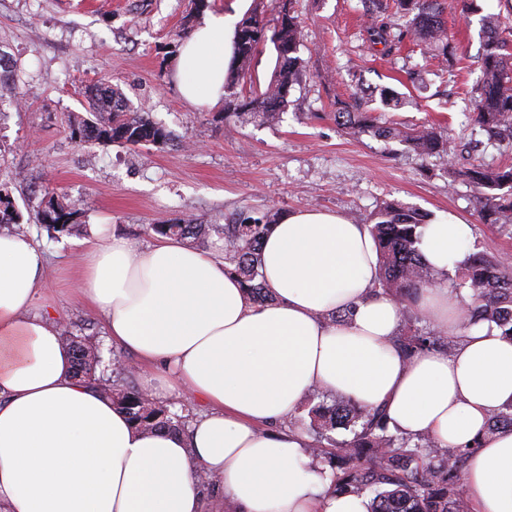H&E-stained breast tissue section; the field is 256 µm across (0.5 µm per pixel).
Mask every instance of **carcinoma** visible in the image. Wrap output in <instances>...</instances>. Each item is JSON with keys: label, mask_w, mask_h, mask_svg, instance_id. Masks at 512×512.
Listing matches in <instances>:
<instances>
[{"label": "carcinoma", "mask_w": 512, "mask_h": 512, "mask_svg": "<svg viewBox=\"0 0 512 512\" xmlns=\"http://www.w3.org/2000/svg\"><path fill=\"white\" fill-rule=\"evenodd\" d=\"M396 13L407 19L408 31L417 39L448 56L451 42L444 32L438 0H395ZM483 34L482 68L476 95L471 98L474 122L490 140L512 148V78L507 72L512 55L500 38L490 15L480 19ZM391 24L373 22L368 28L370 42L392 50ZM266 37L263 16L254 11L238 23L233 40V57L224 81V122L234 125H264L280 118L288 106V95L302 75L304 60L299 55L300 21L292 7L282 4L277 25L270 38L277 61L272 81L265 90L241 100L235 87L245 79L259 44ZM85 117L70 120L73 138L80 143L123 146L170 145L171 135L154 122L148 113L131 110L122 93L110 84L88 92ZM359 100L364 108L342 109L333 113L336 125L358 133H371L386 141L398 142L425 157L448 151V139L431 124L418 127L382 125L376 109H394L401 96L388 87L365 90ZM378 108H372V105ZM482 203V217L488 224L512 222V165L488 167L470 164L460 171ZM9 190L0 184V230L8 234L24 232L19 216L12 210ZM78 210L50 197L38 213V221L48 231L69 234L79 231ZM276 213L240 215L224 226L175 220L152 224L159 237H177L195 242L215 231L224 237V265L236 275L257 301L271 295L262 281L261 249L265 236L279 223ZM429 215L398 200L381 202L368 225L379 252L377 287L413 306L417 291L437 282L434 271L423 260L418 244ZM458 288L472 291L471 302L463 313V327L478 323L496 326L512 337V267L501 259L483 253L469 255L466 264L456 269ZM61 337L68 347L74 374L97 388L124 411L140 430H185L187 419L171 404L155 402L133 386L120 385L98 372L104 362L102 348L89 339L76 336L63 326ZM442 336L432 330L416 329L396 338V346L407 359L418 352L441 346ZM327 391L315 389L309 395L307 434L309 453L326 458L332 467L330 491L336 494L371 495V512H472L461 487V473L472 451L483 439L501 428H512V404L502 407L489 419L483 434L463 449L442 448L429 435L415 437L392 434L381 407L366 409L354 400L338 397L325 401ZM344 429L349 439H338L334 432Z\"/></svg>", "instance_id": "obj_1"}]
</instances>
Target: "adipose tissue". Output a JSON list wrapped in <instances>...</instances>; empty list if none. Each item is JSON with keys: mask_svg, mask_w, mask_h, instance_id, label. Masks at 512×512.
Masks as SVG:
<instances>
[{"mask_svg": "<svg viewBox=\"0 0 512 512\" xmlns=\"http://www.w3.org/2000/svg\"><path fill=\"white\" fill-rule=\"evenodd\" d=\"M224 17L182 43L175 79L190 103L224 99ZM471 225H427L435 271L461 265ZM79 296L110 343L150 370L141 389L200 404L188 434L143 432L75 378L50 314L35 312L45 256L0 235V512H222L196 474L219 481L237 512H370L369 497L323 488L307 438L287 422L316 387L382 407L392 430L459 448L512 403V339L463 328L447 286L421 289L418 309L453 353L404 359L394 346L403 304L376 290L378 253L364 225L317 209L288 213L265 237L257 302L222 259L161 238L146 247L96 224L82 242ZM473 512H512V429L496 431L463 472Z\"/></svg>", "mask_w": 512, "mask_h": 512, "instance_id": "obj_1", "label": "adipose tissue"}]
</instances>
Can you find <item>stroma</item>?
Returning a JSON list of instances; mask_svg holds the SVG:
<instances>
[{
  "label": "stroma",
  "instance_id": "1",
  "mask_svg": "<svg viewBox=\"0 0 512 512\" xmlns=\"http://www.w3.org/2000/svg\"><path fill=\"white\" fill-rule=\"evenodd\" d=\"M440 4L458 49L452 61L409 36L390 54L370 44L371 20L359 0H293L307 73L278 123L229 128L223 108L181 97L174 80L180 34L209 13L223 15L231 30L252 10L273 22L281 0H208L202 13L194 0H0V52L16 76L14 105L0 107V181L48 258L37 311L54 312L75 335L103 339L99 318L75 291L81 235L53 238L37 221L52 197L78 209L83 227L107 224L142 246L155 239L151 225H224L240 212L325 209L366 224L395 198L434 221L453 215L471 224L469 251L512 255V227L484 223L474 188L458 175L471 159L512 164V150L473 131L479 17L465 13L463 0ZM105 81L170 132L171 144L129 149L72 140L70 117L85 114L86 90ZM369 85L404 96L382 121L439 125L447 155L425 159L337 127L334 112Z\"/></svg>",
  "mask_w": 512,
  "mask_h": 512
}]
</instances>
